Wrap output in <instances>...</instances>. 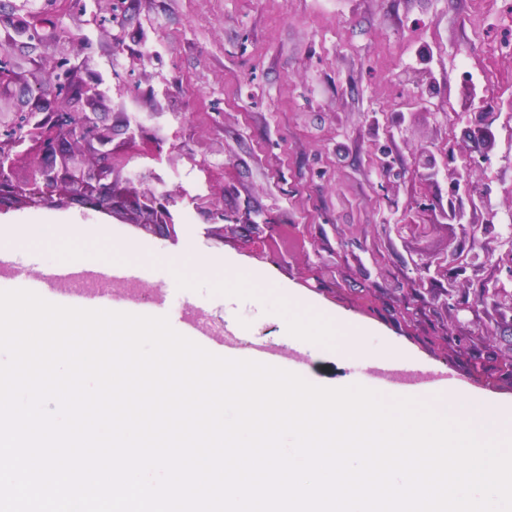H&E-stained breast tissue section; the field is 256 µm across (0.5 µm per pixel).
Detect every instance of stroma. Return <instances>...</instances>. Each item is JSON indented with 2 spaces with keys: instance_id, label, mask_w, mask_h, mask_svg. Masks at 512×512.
<instances>
[{
  "instance_id": "obj_1",
  "label": "stroma",
  "mask_w": 512,
  "mask_h": 512,
  "mask_svg": "<svg viewBox=\"0 0 512 512\" xmlns=\"http://www.w3.org/2000/svg\"><path fill=\"white\" fill-rule=\"evenodd\" d=\"M0 53L15 72L0 89L6 112L35 92L46 58L77 65L99 88L81 109L111 126L112 154L123 162L115 189L167 190L183 218L172 240L79 204L1 211L6 232L35 219L73 232L62 251L17 249L29 287L97 230L104 257L116 242L148 248L142 308L162 286L171 309L190 296L214 330L231 325L240 345L297 347L309 382L375 385L359 360L337 356L334 338L292 343L293 293L310 310L368 329L376 354L398 350L453 375L455 389L512 403L502 369L512 358V311L449 307L446 280L420 278V263L469 251L470 237L449 223L394 230L413 199L448 198L446 176L414 174L428 142L473 161L496 232L512 234V0H0ZM469 91L495 115L491 150L461 117ZM399 112L411 116L402 132ZM130 115L147 119L134 141ZM155 140L161 156L146 158ZM383 154L392 176L375 166ZM214 208L259 226L213 223ZM164 254L223 258L262 282L227 288L202 277L188 293L168 277Z\"/></svg>"
}]
</instances>
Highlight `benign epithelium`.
Segmentation results:
<instances>
[{
    "instance_id": "obj_1",
    "label": "benign epithelium",
    "mask_w": 512,
    "mask_h": 512,
    "mask_svg": "<svg viewBox=\"0 0 512 512\" xmlns=\"http://www.w3.org/2000/svg\"><path fill=\"white\" fill-rule=\"evenodd\" d=\"M82 95L64 107L44 111L46 98L35 94L21 112H9L0 118V173L6 181L0 184V208H37L76 201L109 214L119 212L140 227L159 228L169 238L177 237L171 207L176 199L167 191L147 189L116 194L108 182L114 170L110 131L95 117L80 110L88 97L86 84L79 85ZM477 120L472 134L490 147L494 135L488 113L474 112ZM448 174L447 204L435 208L424 199L411 203L418 215L439 211L441 219L470 227L468 214L485 211L484 234L487 240L481 250L486 260H495L506 280L497 279L486 295L499 307L501 298L512 291V236L494 233L496 213L489 207L487 187L471 181L469 166L455 165L453 151L434 153L424 147L416 160V175L423 181H434L441 172Z\"/></svg>"
}]
</instances>
